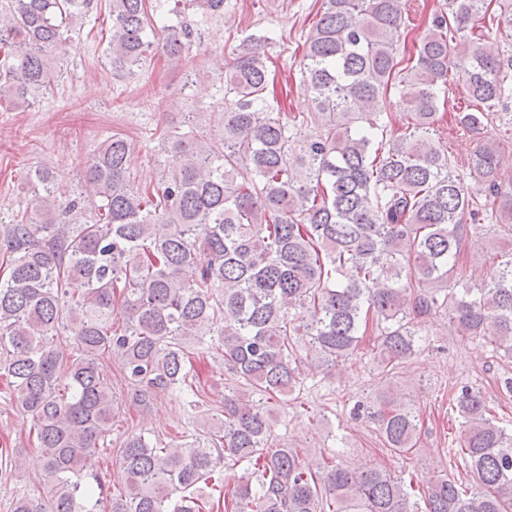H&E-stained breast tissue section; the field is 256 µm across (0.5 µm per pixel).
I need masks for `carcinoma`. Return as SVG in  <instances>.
<instances>
[{"label":"carcinoma","mask_w":512,"mask_h":512,"mask_svg":"<svg viewBox=\"0 0 512 512\" xmlns=\"http://www.w3.org/2000/svg\"><path fill=\"white\" fill-rule=\"evenodd\" d=\"M407 4L321 0L303 47L306 114L281 111L271 95L276 39H241L224 65L220 140L191 112L163 128L166 159L152 186L129 172L131 143L118 133L69 187L47 166L30 171L20 220L0 226V377L50 483L37 499L17 498L14 512H203L208 487L224 489V512H512V430L476 388L454 398L461 431L448 449L465 458L473 490L446 475L407 483L381 465L312 471L274 431L271 406L300 390L303 369L346 359L371 327L388 375L416 354L422 323L437 314L512 356V248L481 288L454 274L465 224L512 235V179L495 127L512 98V55L474 34L488 0H446L415 53L400 56ZM93 7L0 0V103L28 106L58 82L72 31ZM188 11L219 17L224 0H175L177 23L162 29L174 68L199 37ZM111 20L105 58L125 78L154 46L155 20L147 0H112ZM456 83L474 103L457 125L493 132L470 172L481 195L438 137V90ZM393 88L407 105L397 128L382 110ZM87 191L98 198L90 213ZM209 349L251 392L213 404L187 369L190 354ZM112 354L140 401L182 390L209 412L197 433L165 444L129 434L114 485L84 473L112 420L101 370ZM354 414L399 458L417 447L416 404L393 385Z\"/></svg>","instance_id":"cac0c4a2"}]
</instances>
